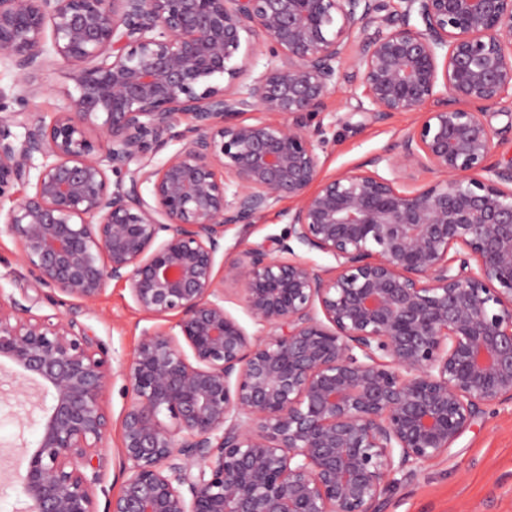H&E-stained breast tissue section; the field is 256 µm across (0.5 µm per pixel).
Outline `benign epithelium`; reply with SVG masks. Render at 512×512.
Instances as JSON below:
<instances>
[{"label":"benign epithelium","mask_w":512,"mask_h":512,"mask_svg":"<svg viewBox=\"0 0 512 512\" xmlns=\"http://www.w3.org/2000/svg\"><path fill=\"white\" fill-rule=\"evenodd\" d=\"M399 2L0 0L16 73L0 89V233L73 299L122 281L148 319L177 317L113 362L77 320L0 289L8 396L43 389L14 477L28 512H99L116 376L125 480L104 512H381L387 480L512 402V162L492 161L512 124L487 120L512 93V0ZM251 36L270 62L244 85ZM52 60L74 67V91L30 120ZM343 84L377 121L427 112L394 150L324 177L312 119ZM254 111L270 118L240 119ZM416 168L439 178L409 188ZM285 198L288 231L230 266L252 338L216 260L226 226ZM226 290V299L224 302L225 309L236 318L240 324L247 330L249 334H257L258 327L255 326L252 320L247 315V312L240 299L239 292L234 289L229 283L224 284Z\"/></svg>","instance_id":"7a95c632"}]
</instances>
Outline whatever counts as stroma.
Here are the masks:
<instances>
[{"label":"stroma","instance_id":"35a3bbf8","mask_svg":"<svg viewBox=\"0 0 512 512\" xmlns=\"http://www.w3.org/2000/svg\"><path fill=\"white\" fill-rule=\"evenodd\" d=\"M73 69L56 61L36 74L40 92L27 109L30 118H51L64 103V93L72 88ZM362 88L341 86L330 96L320 115L327 145L321 155L323 173L332 176L384 153L419 121L416 112L397 113L379 122L368 112ZM291 200L280 202L260 221L251 225H231L224 231V259L232 261L238 244H255L284 233L288 226ZM0 287L13 293L34 313L59 310L87 327L113 357L131 356L151 322L144 318L123 284L112 283L92 305L65 298L58 308L45 300L49 289L30 276L20 261L18 243L0 234ZM130 401L122 378L111 381L104 405L111 420L106 443L108 459L103 486L107 494L120 491L123 476L119 457L120 419ZM40 412L0 402V460L12 465L27 451L36 448L40 432ZM382 512H512V403L495 406L478 418L455 443L450 455L429 464L420 474L400 479L387 494Z\"/></svg>","mask_w":512,"mask_h":512}]
</instances>
